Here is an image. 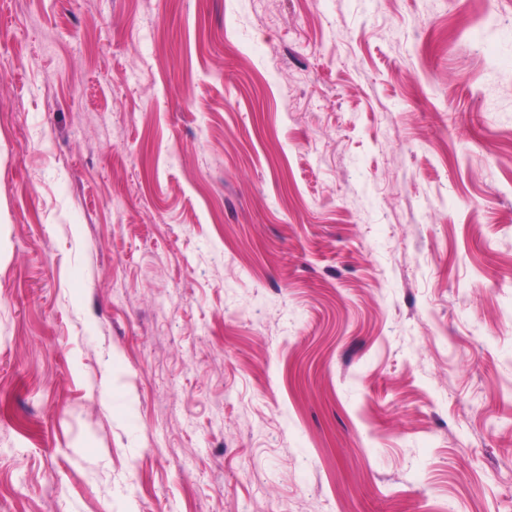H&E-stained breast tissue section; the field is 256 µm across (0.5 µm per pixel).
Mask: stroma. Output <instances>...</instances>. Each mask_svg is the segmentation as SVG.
<instances>
[{"mask_svg": "<svg viewBox=\"0 0 512 512\" xmlns=\"http://www.w3.org/2000/svg\"><path fill=\"white\" fill-rule=\"evenodd\" d=\"M0 512H512V0H0Z\"/></svg>", "mask_w": 512, "mask_h": 512, "instance_id": "1", "label": "stroma"}]
</instances>
